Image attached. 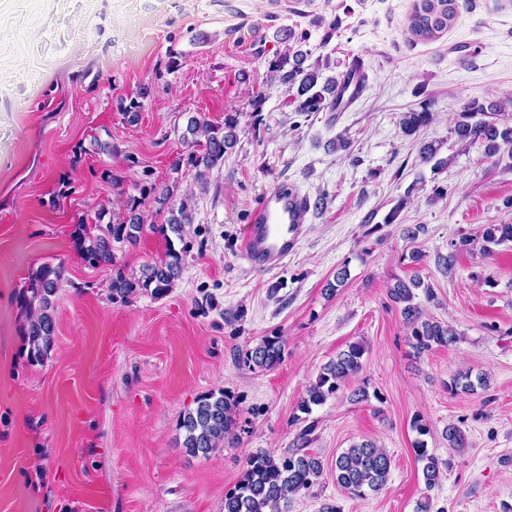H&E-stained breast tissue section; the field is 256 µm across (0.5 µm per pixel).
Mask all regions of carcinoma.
Here are the masks:
<instances>
[{
    "instance_id": "obj_1",
    "label": "carcinoma",
    "mask_w": 512,
    "mask_h": 512,
    "mask_svg": "<svg viewBox=\"0 0 512 512\" xmlns=\"http://www.w3.org/2000/svg\"><path fill=\"white\" fill-rule=\"evenodd\" d=\"M457 16L456 0H414L410 13L409 31L422 40H432L448 31ZM307 53L290 49L275 60L271 80L286 92L293 93L300 112H320L326 108L341 107L340 97L335 94L337 80L328 78L319 83L317 69L304 67ZM432 121L430 104L421 103L419 108L403 113L399 125L406 135H413ZM458 140L468 143L480 142L485 155L493 158L502 152L512 155V99L488 105L470 102L460 113L455 126ZM184 141L201 147L199 153L191 154L188 163L196 170V177L205 181L210 169L224 159V155L237 142L236 124L233 119L224 120V126L214 125L204 119L189 118ZM174 193L169 187L161 189L157 202L168 206V228L178 236L185 225L192 222V213L187 201L171 202ZM104 215L97 216L92 233L88 225L81 223L80 242L87 261L93 265L113 264V245L134 244L143 232L145 219L139 205L132 204L128 212L114 223H102ZM483 251L492 253V246L512 241V224H489L483 232ZM182 271L181 256L170 250L165 256L146 265L139 278L131 280L122 271L112 276V297L127 299L137 290L151 291L157 297L173 288ZM60 281L59 269L44 264L29 277L28 295L24 301L31 309L27 339L30 358L39 363L47 357L54 345L56 321L54 297ZM422 290L426 299L434 296L433 288L424 283L421 276L409 280L395 279L388 288V298L400 308V314L411 329V345L422 355L436 346H449L456 342V332L449 326L433 324L423 319L420 303L416 302L417 290ZM285 352L282 337L272 336L261 340L246 353V363L261 369H272L280 364ZM364 347L359 343L348 346L329 361L311 385L300 403V410L310 413L312 407L326 401L362 368ZM487 387V376L471 372L457 374L451 388L463 392H474ZM235 404L225 392L207 393L198 398L196 407L183 415L180 427L185 431L183 448L192 455L204 457L216 452L224 444L234 422ZM417 458L425 465V485L432 487L439 475L438 460L429 453L427 443L418 440L414 444ZM336 481L353 498L364 500L385 486L391 458L372 440L354 443L336 457ZM323 471L321 461L297 448L282 458L266 453L251 455L233 489L224 495V512H288L290 498L309 489Z\"/></svg>"
}]
</instances>
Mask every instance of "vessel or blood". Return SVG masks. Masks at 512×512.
<instances>
[{
    "label": "vessel or blood",
    "mask_w": 512,
    "mask_h": 512,
    "mask_svg": "<svg viewBox=\"0 0 512 512\" xmlns=\"http://www.w3.org/2000/svg\"><path fill=\"white\" fill-rule=\"evenodd\" d=\"M313 207L310 196L296 187L267 191L251 210L239 251L255 269L280 267L295 249Z\"/></svg>",
    "instance_id": "vessel-or-blood-1"
}]
</instances>
